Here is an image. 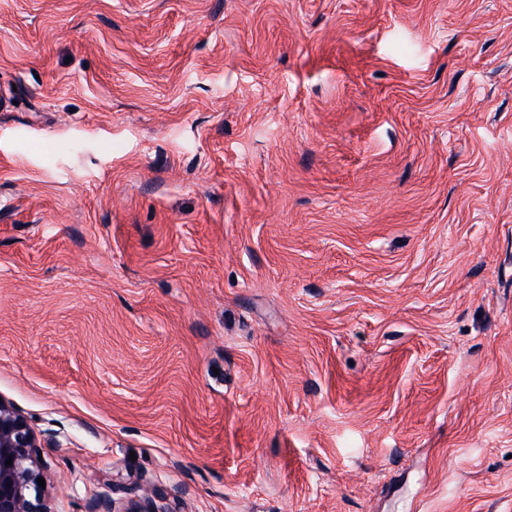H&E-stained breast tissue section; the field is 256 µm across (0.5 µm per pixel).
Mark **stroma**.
Instances as JSON below:
<instances>
[{
	"mask_svg": "<svg viewBox=\"0 0 512 512\" xmlns=\"http://www.w3.org/2000/svg\"><path fill=\"white\" fill-rule=\"evenodd\" d=\"M0 398L51 512H512V0H0Z\"/></svg>",
	"mask_w": 512,
	"mask_h": 512,
	"instance_id": "1",
	"label": "stroma"
}]
</instances>
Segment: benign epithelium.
<instances>
[{
    "label": "benign epithelium",
    "mask_w": 512,
    "mask_h": 512,
    "mask_svg": "<svg viewBox=\"0 0 512 512\" xmlns=\"http://www.w3.org/2000/svg\"><path fill=\"white\" fill-rule=\"evenodd\" d=\"M38 448L37 436L25 418L0 399V512H47L37 483Z\"/></svg>",
    "instance_id": "obj_1"
}]
</instances>
